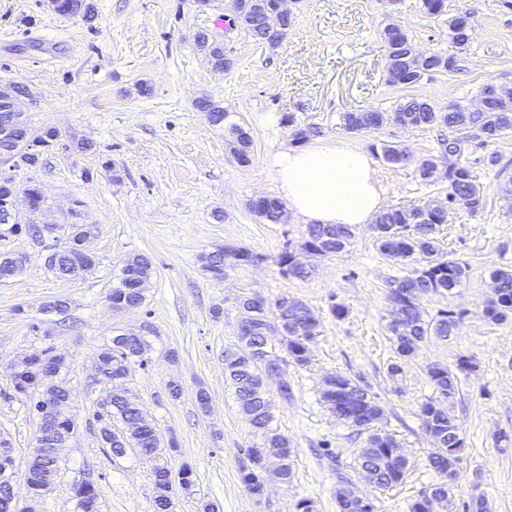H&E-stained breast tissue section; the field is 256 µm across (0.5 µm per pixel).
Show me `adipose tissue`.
I'll return each mask as SVG.
<instances>
[{"label":"adipose tissue","mask_w":512,"mask_h":512,"mask_svg":"<svg viewBox=\"0 0 512 512\" xmlns=\"http://www.w3.org/2000/svg\"><path fill=\"white\" fill-rule=\"evenodd\" d=\"M276 190L308 224L371 223L383 203L370 154L345 139L285 148L272 155Z\"/></svg>","instance_id":"adipose-tissue-1"}]
</instances>
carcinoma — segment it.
Returning <instances> with one entry per match:
<instances>
[{"instance_id": "carcinoma-1", "label": "carcinoma", "mask_w": 512, "mask_h": 512, "mask_svg": "<svg viewBox=\"0 0 512 512\" xmlns=\"http://www.w3.org/2000/svg\"><path fill=\"white\" fill-rule=\"evenodd\" d=\"M55 12L62 15H78L87 23L97 18L94 0H57ZM472 23L471 13L462 12L455 16L453 31L448 33V41L453 46L466 41L469 36L467 25ZM243 30L259 45L273 46L281 41L277 34H271L262 21L246 17L241 22ZM384 51L393 59L404 90L418 86L424 79L458 67L457 57L434 52L423 61L421 70L409 67L408 61L420 51L412 38L404 30L395 31L386 26L380 33ZM197 46L208 52L214 68H224L223 54L209 48L206 33L197 34ZM201 112L219 114L216 124H221L227 112L221 103L208 98L196 102ZM398 119L405 128L446 130L437 139L438 159L444 164V179L448 183L445 200L471 216L486 211L488 199L479 181L476 166L487 170L497 169L502 174L506 167L499 166L501 156L491 153L488 156L476 152L488 145L484 130L490 124L500 127L505 133L512 130V116L504 117L499 112H469L462 109L448 111L437 107L431 101L408 94L390 112L370 107L365 112H345L342 115L343 127L352 132L375 131ZM57 132L46 128L40 132L27 129L20 138L27 146L22 154L23 166L31 169L43 155ZM384 160L394 166L403 167L412 162L414 155L409 145L403 142L381 143ZM283 203L269 197L260 204L257 216L269 224L279 223ZM417 206H399L380 212L374 224L379 232L376 244L381 255L393 258L402 264L403 272L393 275L387 281L386 298L392 307L403 311L402 326H388L391 335L393 357L388 365V374L395 376L401 371V363L413 356L421 344L436 338L448 341L459 334L462 315L452 309L440 310L429 316L420 307V300L430 295L446 294L448 288L459 287L468 276V266L462 260L452 258L439 248L438 235L442 223L415 224L411 215ZM354 236V231L345 225L311 224L303 246L321 256L345 250ZM153 264L146 255L138 254L127 259L121 270L119 285L108 295L110 300L123 297L133 301L127 293L132 281L149 280ZM493 297L487 303L483 316L495 324L512 321V269L494 268L489 273ZM286 296L271 302L264 299L250 307L249 323L252 339L249 347L230 348L224 351V381L234 390L236 400L246 415L254 431L261 436V444L267 445L276 454L286 459L285 476L291 480L294 474L295 449L288 436L272 425L274 415L272 403L263 385V372L269 363L281 362L271 348L270 327L280 320L288 324V338L280 339L285 345L291 362L305 365L309 360L306 330L310 327V317L301 315L282 305ZM147 343L138 336L116 349L109 345L98 355L102 377L110 379L119 374L124 365L137 361L138 354L146 350ZM475 365L464 357L457 361V371L453 372L441 364L428 368V376L437 397H430L420 406V419L432 440L433 448L428 455L429 466L437 474L434 483L419 491L409 504V512H429L427 506L431 495L437 501L448 503L452 483L465 452V439L455 418L450 413L459 392L458 373L470 372ZM332 388L322 390L321 398L336 418L352 428L356 434L365 436L363 446L356 449V463L366 480L377 489L392 488L403 483L409 471V460L391 452L397 445L394 437L377 424L383 417V409L371 391L370 385L360 377L335 375L331 379ZM144 407L138 401L128 402L121 397H112L103 411L97 414L101 423L100 438L104 447L112 455H124V449L137 448L141 455L151 458L156 454L159 440L152 426H138ZM239 472L245 487L253 494L261 490L257 481L258 470L264 462L263 452L251 448L240 449ZM59 471L58 461L50 455L33 456L29 461L25 476L31 488L40 486L45 476ZM154 503L157 512H168V499L171 497V472L167 465L157 464L153 468ZM77 512H99V492L86 482L75 489Z\"/></svg>"}]
</instances>
